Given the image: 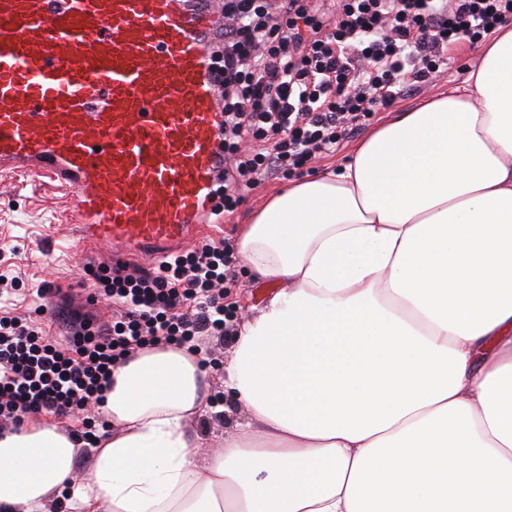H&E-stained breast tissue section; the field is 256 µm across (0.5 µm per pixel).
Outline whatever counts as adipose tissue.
<instances>
[{"mask_svg": "<svg viewBox=\"0 0 512 512\" xmlns=\"http://www.w3.org/2000/svg\"><path fill=\"white\" fill-rule=\"evenodd\" d=\"M238 255L276 290L224 362L248 419L221 452L198 460L195 356L147 349L87 472L56 428L0 436V512H512V26L466 86L270 197Z\"/></svg>", "mask_w": 512, "mask_h": 512, "instance_id": "1", "label": "adipose tissue"}]
</instances>
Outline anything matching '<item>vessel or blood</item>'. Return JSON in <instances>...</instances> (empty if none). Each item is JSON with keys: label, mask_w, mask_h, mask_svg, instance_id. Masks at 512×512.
<instances>
[{"label": "vessel or blood", "mask_w": 512, "mask_h": 512, "mask_svg": "<svg viewBox=\"0 0 512 512\" xmlns=\"http://www.w3.org/2000/svg\"><path fill=\"white\" fill-rule=\"evenodd\" d=\"M222 0H0V175L75 199L113 265L195 239L218 201Z\"/></svg>", "instance_id": "1"}]
</instances>
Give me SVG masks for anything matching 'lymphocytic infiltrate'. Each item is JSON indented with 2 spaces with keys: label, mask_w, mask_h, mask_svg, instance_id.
<instances>
[{
  "label": "lymphocytic infiltrate",
  "mask_w": 512,
  "mask_h": 512,
  "mask_svg": "<svg viewBox=\"0 0 512 512\" xmlns=\"http://www.w3.org/2000/svg\"><path fill=\"white\" fill-rule=\"evenodd\" d=\"M512 19V0H225L215 46L224 101L217 212L273 175L335 152L380 109L448 66V49ZM233 254L223 242L171 256L154 272L92 271L118 320L71 312L66 342L0 315V432L44 414L101 404L115 368L138 350L187 348L235 332Z\"/></svg>",
  "instance_id": "lymphocytic-infiltrate-1"
}]
</instances>
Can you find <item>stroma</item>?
I'll use <instances>...</instances> for the list:
<instances>
[{"label": "stroma", "instance_id": "obj_1", "mask_svg": "<svg viewBox=\"0 0 512 512\" xmlns=\"http://www.w3.org/2000/svg\"><path fill=\"white\" fill-rule=\"evenodd\" d=\"M478 49L469 42H461L448 53V70L443 75L421 85L411 94L397 99L392 108L380 110L352 137L342 140L335 153L306 165L305 173L313 174L343 163L354 146L376 126L384 122L391 112H404L459 86L468 78ZM288 183L285 177H271L256 190L247 194L233 215L223 223L207 228L205 235L223 240L229 249H236L243 224L276 191ZM73 200L56 189L49 181L25 176L0 175V273L19 277L20 294L14 295L11 310L17 316H31L42 330L63 337L64 330L57 322L58 300L38 296L40 287H58L66 293L69 307L83 312L94 311L102 318H110L112 310L107 300L90 302L89 289L84 282V269L108 263L105 251H96L77 242L71 223ZM235 346L234 338H226L223 347L214 348L203 343V351L212 352L219 363L207 368L210 398L225 407V414L205 410L195 416L190 427L205 446L211 447L224 439L236 420L242 419L244 410L236 405L224 391L222 361L229 357Z\"/></svg>", "mask_w": 512, "mask_h": 512}]
</instances>
